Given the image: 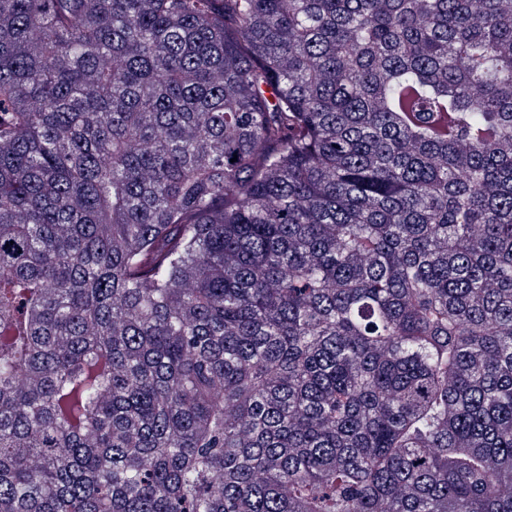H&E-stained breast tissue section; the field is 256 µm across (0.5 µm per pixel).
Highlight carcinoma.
I'll return each instance as SVG.
<instances>
[{
	"instance_id": "obj_1",
	"label": "carcinoma",
	"mask_w": 512,
	"mask_h": 512,
	"mask_svg": "<svg viewBox=\"0 0 512 512\" xmlns=\"http://www.w3.org/2000/svg\"><path fill=\"white\" fill-rule=\"evenodd\" d=\"M0 512H512V0H0Z\"/></svg>"
}]
</instances>
